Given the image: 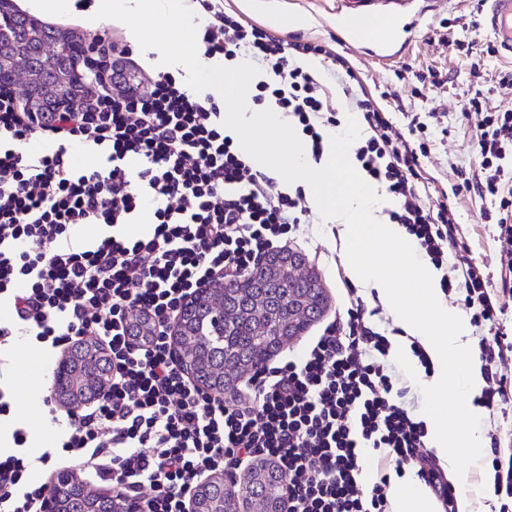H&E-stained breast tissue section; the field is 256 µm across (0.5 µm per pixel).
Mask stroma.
Instances as JSON below:
<instances>
[{"mask_svg":"<svg viewBox=\"0 0 512 512\" xmlns=\"http://www.w3.org/2000/svg\"><path fill=\"white\" fill-rule=\"evenodd\" d=\"M377 10L399 12L393 40H409L408 49L384 61L375 58L374 43L357 44L344 39L342 20L336 15L334 0H224V10L240 17L246 24L267 28L271 16L296 13L308 19L306 27L281 26L272 29L275 36L321 46L329 53L342 55L359 77L364 91L376 106L389 113L398 128L417 121L415 140L426 143L428 152L420 160L421 180L426 186L427 206L448 205L458 224L460 248L450 255L440 269L448 279H457L465 263L483 265L491 276H498L502 257L497 240V227L489 216L495 211L491 198L476 193H456L457 185L477 172L482 157L472 140L469 120L462 105L470 98H479L482 108L494 112L512 106V90L497 82L506 64L495 49V37L486 27L484 0H454L448 7L435 6L432 0H374ZM14 7L27 11L38 24L53 27L82 38L107 33L104 49L121 48L134 36L120 21L101 19L95 26L37 9L32 0H12ZM321 58L324 76L322 93L336 99L340 112L351 111L343 98L341 87L330 76L331 62ZM288 247L300 251L316 272L328 296L324 315L311 324L301 336L282 347L279 356L302 354L309 341L348 307L346 287L349 279L335 224L319 218L300 225L289 233ZM5 357L0 358V388L9 393V418H23L27 440H38V447H27L26 470L32 480L51 484L56 475L73 469L74 464L61 448L69 422V411L53 400L38 409L27 407L30 390L28 380L15 374L12 364L17 354L11 353L9 342L0 343ZM444 480L455 487V504L437 501L438 512H458V501H466L471 512H501L503 497L494 495L495 471L487 458L471 466L464 478L454 470L441 467Z\"/></svg>","mask_w":512,"mask_h":512,"instance_id":"obj_1","label":"stroma"}]
</instances>
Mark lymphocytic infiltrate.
<instances>
[{"label":"lymphocytic infiltrate","mask_w":512,"mask_h":512,"mask_svg":"<svg viewBox=\"0 0 512 512\" xmlns=\"http://www.w3.org/2000/svg\"><path fill=\"white\" fill-rule=\"evenodd\" d=\"M208 16L206 57L241 58L259 67L253 101L297 123L314 159L324 155L322 128L335 107L318 95V79L291 65L311 44L288 42L225 14L222 0H201ZM371 135L355 158L383 184L422 256L442 265L459 245L454 214L427 208L419 180L426 144L393 129L370 99H356ZM21 91L0 87V300L9 318L0 337L19 328L58 343L89 336L111 359L105 395L73 415L63 450L116 494L141 499V512H186L187 491L202 477L231 472L260 458L276 462L287 483V512H387L388 465L413 467L439 483L426 450L427 428L405 407L404 388L380 362L388 341L367 323L360 298L334 319L300 358L263 367L228 394L192 381L178 364L171 328L186 299L205 285L232 283L278 248L311 208L302 191L277 185L254 167L223 126L224 107L167 73L112 92L87 90L68 112H47L32 125ZM484 158L463 188L497 200L498 239L512 247V112L464 105ZM97 150L86 167L74 148ZM147 232H122L143 208ZM104 227L93 243L74 235ZM499 283L468 264L458 283L477 325L490 386L477 404L512 402L501 366L512 356L503 326L512 296V263ZM147 316L149 341L133 337L134 315ZM377 457L371 486L362 460ZM22 457L0 459V512H40L47 488L29 483Z\"/></svg>","instance_id":"obj_1"}]
</instances>
